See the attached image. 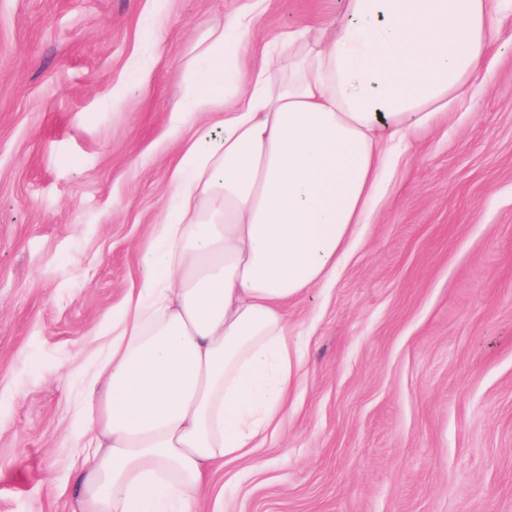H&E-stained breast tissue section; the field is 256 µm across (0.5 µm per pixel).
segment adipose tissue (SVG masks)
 I'll return each mask as SVG.
<instances>
[{"instance_id": "ef3b65f1", "label": "adipose tissue", "mask_w": 512, "mask_h": 512, "mask_svg": "<svg viewBox=\"0 0 512 512\" xmlns=\"http://www.w3.org/2000/svg\"><path fill=\"white\" fill-rule=\"evenodd\" d=\"M501 0H343L240 57L247 5L210 35L145 276L83 380L73 512H197L212 469L248 457L288 405V306L331 283L394 155L469 92Z\"/></svg>"}]
</instances>
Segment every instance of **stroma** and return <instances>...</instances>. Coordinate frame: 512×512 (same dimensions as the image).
<instances>
[{
    "mask_svg": "<svg viewBox=\"0 0 512 512\" xmlns=\"http://www.w3.org/2000/svg\"><path fill=\"white\" fill-rule=\"evenodd\" d=\"M246 0H0V512H71L83 376L170 206L204 39ZM341 0H267L249 66ZM280 428L201 512H512V12L394 163L330 288L288 309Z\"/></svg>",
    "mask_w": 512,
    "mask_h": 512,
    "instance_id": "1",
    "label": "stroma"
}]
</instances>
